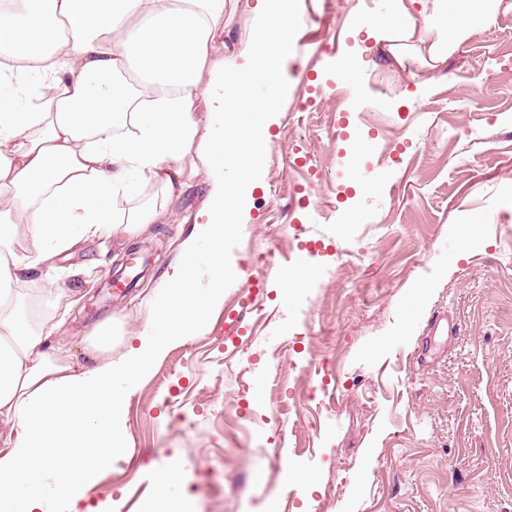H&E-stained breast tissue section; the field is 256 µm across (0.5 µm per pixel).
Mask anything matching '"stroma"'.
<instances>
[{"label": "stroma", "instance_id": "1", "mask_svg": "<svg viewBox=\"0 0 512 512\" xmlns=\"http://www.w3.org/2000/svg\"><path fill=\"white\" fill-rule=\"evenodd\" d=\"M296 7L261 186L224 236L241 276L133 385L123 447L77 512H148L173 464L168 504L194 512H512V0H475L470 36L439 61L423 31L368 33L385 0ZM251 26L245 0H226L216 46L237 57ZM360 181L378 192L345 205ZM208 191L198 175L132 241H83L56 259L68 276L41 266L15 284L54 314L49 343L77 370L125 355ZM135 243L154 247L143 277L100 291ZM295 258L314 275L286 299ZM256 286L262 302L240 307ZM441 312L462 335H427ZM107 320L108 353L91 341ZM287 464L304 486L283 483Z\"/></svg>", "mask_w": 512, "mask_h": 512}]
</instances>
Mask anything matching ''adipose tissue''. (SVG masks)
Wrapping results in <instances>:
<instances>
[{"mask_svg":"<svg viewBox=\"0 0 512 512\" xmlns=\"http://www.w3.org/2000/svg\"><path fill=\"white\" fill-rule=\"evenodd\" d=\"M239 66L216 55L224 0H10L0 7V426L19 433L0 456V503L28 485L27 512L53 485L81 500L121 446L112 417L124 387L222 300L237 276L224 233L259 184L269 127L293 52L295 0H255ZM134 73L117 86L111 78ZM210 109L198 138L199 103ZM206 173V220L195 227L138 347L74 371L55 328L33 329L13 294L20 277L89 238L126 239L156 210L115 205L137 180L174 188ZM29 244L19 252V240ZM207 247V286L197 254Z\"/></svg>","mask_w":512,"mask_h":512,"instance_id":"obj_1","label":"adipose tissue"}]
</instances>
